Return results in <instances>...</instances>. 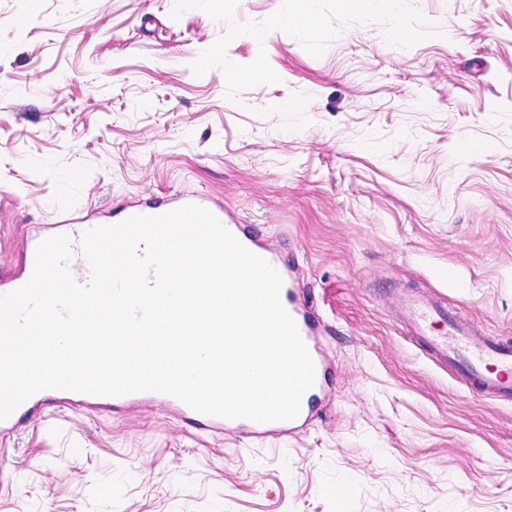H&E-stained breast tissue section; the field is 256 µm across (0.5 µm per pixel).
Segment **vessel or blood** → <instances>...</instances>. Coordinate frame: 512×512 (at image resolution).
Masks as SVG:
<instances>
[{"label": "vessel or blood", "instance_id": "vessel-or-blood-1", "mask_svg": "<svg viewBox=\"0 0 512 512\" xmlns=\"http://www.w3.org/2000/svg\"><path fill=\"white\" fill-rule=\"evenodd\" d=\"M224 226L230 228L237 239L255 254L266 259L274 268H281L282 263L277 254L254 235L250 229L241 224L232 223L221 206L211 208ZM281 301L285 309L294 318L299 333L310 354L318 352L314 338L316 319L305 308L296 289L282 287ZM406 319L413 332L425 339L428 347L444 361L461 364L469 377L477 381L484 391L500 393L512 390V346L501 342H489L475 348L470 343L471 333L465 326L447 322L445 311L435 308L425 298L408 295L403 299ZM446 321L445 330H437L439 321ZM315 365V383L303 396L298 419L278 423H258L248 419H225L203 415L195 412L185 403L167 394L143 391L108 397L95 396L66 390L47 389L35 393L22 403L7 419L0 420V433L18 428L23 420L36 421L49 409L68 405L77 407L103 408L115 413L122 412L142 401H155L163 405L173 416L198 429L214 431L243 430L252 434H263L273 429L292 431L297 428L299 420H304L314 411L319 402L325 380L322 360Z\"/></svg>", "mask_w": 512, "mask_h": 512}]
</instances>
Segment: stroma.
<instances>
[{"mask_svg": "<svg viewBox=\"0 0 512 512\" xmlns=\"http://www.w3.org/2000/svg\"><path fill=\"white\" fill-rule=\"evenodd\" d=\"M412 2L433 36L406 50L378 23L318 58L236 38L281 81L235 105L191 69L227 30L201 10L0 0V282L29 232L202 195L268 237L327 366L293 433L52 410L7 435L0 512H512V394L435 360L393 296L512 340V0Z\"/></svg>", "mask_w": 512, "mask_h": 512, "instance_id": "obj_1", "label": "stroma"}]
</instances>
